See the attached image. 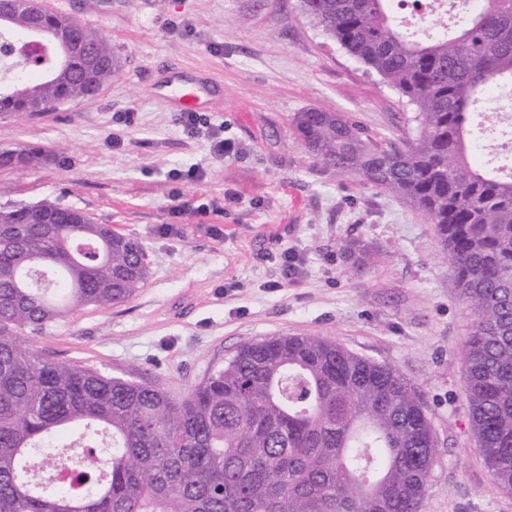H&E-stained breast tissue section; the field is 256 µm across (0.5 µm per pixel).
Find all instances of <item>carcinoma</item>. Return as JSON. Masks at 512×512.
Returning a JSON list of instances; mask_svg holds the SVG:
<instances>
[{
  "instance_id": "1",
  "label": "carcinoma",
  "mask_w": 512,
  "mask_h": 512,
  "mask_svg": "<svg viewBox=\"0 0 512 512\" xmlns=\"http://www.w3.org/2000/svg\"><path fill=\"white\" fill-rule=\"evenodd\" d=\"M349 55L416 108L417 135L384 149L338 112L298 113L324 164L420 210L473 313L466 399L495 486L512 494V172L480 158V98L512 84V0H455L453 25L409 31L392 0H300ZM0 52L27 89L0 87V112H48L117 72L109 44L36 0H0ZM47 57L69 27L103 66L32 79L28 28ZM0 152V167L38 162ZM58 203L0 205V512H417L435 463L433 428L397 370L316 336L242 348L182 397L154 383L63 363L32 336L87 306L130 300L148 268L140 243L80 224Z\"/></svg>"
}]
</instances>
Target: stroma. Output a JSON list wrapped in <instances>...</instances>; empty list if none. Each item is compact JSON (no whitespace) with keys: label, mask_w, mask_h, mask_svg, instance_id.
Returning a JSON list of instances; mask_svg holds the SVG:
<instances>
[{"label":"stroma","mask_w":512,"mask_h":512,"mask_svg":"<svg viewBox=\"0 0 512 512\" xmlns=\"http://www.w3.org/2000/svg\"><path fill=\"white\" fill-rule=\"evenodd\" d=\"M104 37L118 73L51 112L0 114V204L55 202L135 238L148 275L129 301L84 307L35 336L83 362L183 395L244 346L310 334L415 383L436 462L419 512H512L477 450L463 346L473 316L431 224L384 188L326 167L294 117L339 112L385 146L415 109L322 34L299 0H41ZM206 127L176 123L177 88ZM239 152L220 158L211 135ZM204 170L202 181L181 172ZM375 256L356 262L358 249ZM295 271L283 276L284 255ZM41 154L31 151L5 150L0 152V167H24L38 162Z\"/></svg>","instance_id":"stroma-1"}]
</instances>
